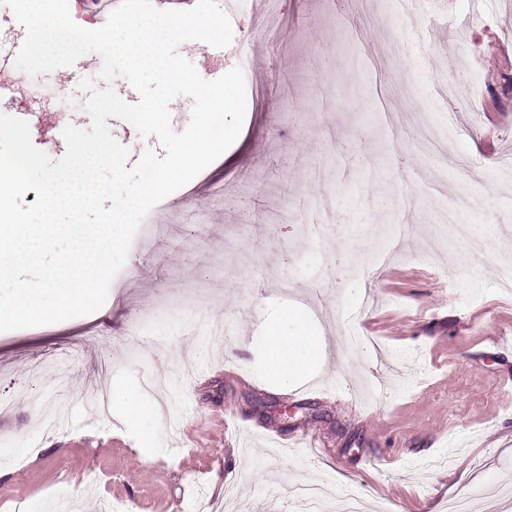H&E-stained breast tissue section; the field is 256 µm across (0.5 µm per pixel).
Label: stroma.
Listing matches in <instances>:
<instances>
[{"label":"stroma","instance_id":"stroma-1","mask_svg":"<svg viewBox=\"0 0 512 512\" xmlns=\"http://www.w3.org/2000/svg\"><path fill=\"white\" fill-rule=\"evenodd\" d=\"M248 43L182 44L215 80L244 73L237 143L153 212L96 312L0 332V512L24 501L65 512H293L298 485L354 488L361 512H471L512 501V0H245ZM26 37L0 2V112L45 108L33 144L66 151L89 127L86 93L58 68L15 66ZM402 43L401 57L390 53ZM455 94L443 98L445 82ZM501 99L497 122L488 111ZM448 148L444 178L416 148L422 127ZM449 232L432 253L439 210ZM308 224H325L311 241ZM389 258L377 263V250ZM297 302L324 331L322 372L282 389L262 352L267 318ZM360 335L361 343L349 340ZM47 371L34 377L32 367ZM136 392L97 418L95 389ZM63 422L44 430L45 412ZM121 397L124 399V402L121 403V408L123 410V413L125 416L133 422L139 421L143 408L140 405L137 397L135 394L126 391L125 389L113 386L112 387V401H114L116 398Z\"/></svg>","mask_w":512,"mask_h":512}]
</instances>
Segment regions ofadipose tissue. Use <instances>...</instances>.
Instances as JSON below:
<instances>
[{"instance_id":"1","label":"adipose tissue","mask_w":512,"mask_h":512,"mask_svg":"<svg viewBox=\"0 0 512 512\" xmlns=\"http://www.w3.org/2000/svg\"><path fill=\"white\" fill-rule=\"evenodd\" d=\"M264 349L270 375L287 389L319 369L325 341L301 309L286 306L272 316Z\"/></svg>"}]
</instances>
